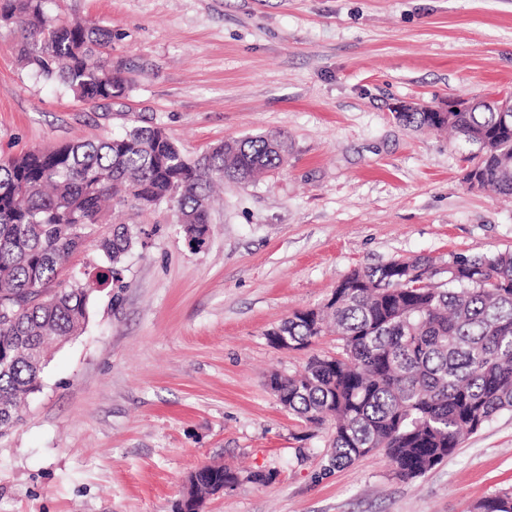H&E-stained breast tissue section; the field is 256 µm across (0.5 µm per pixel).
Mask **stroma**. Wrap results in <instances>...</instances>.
Here are the masks:
<instances>
[{
  "label": "stroma",
  "mask_w": 512,
  "mask_h": 512,
  "mask_svg": "<svg viewBox=\"0 0 512 512\" xmlns=\"http://www.w3.org/2000/svg\"><path fill=\"white\" fill-rule=\"evenodd\" d=\"M112 29L134 65L127 98L75 99L22 66L0 25V153L157 126L196 158L278 131L284 166L225 184L202 246L172 206L116 211L138 237L82 331L52 345L39 392L0 436V512H172L189 474L269 475L204 512H471L512 489V412L424 476L384 456L326 469L325 430L266 384L333 355L335 335L285 352L267 336L322 307L353 269L418 255L512 251V199L470 189L447 132L397 123L398 102L512 93V0H46Z\"/></svg>",
  "instance_id": "1"
}]
</instances>
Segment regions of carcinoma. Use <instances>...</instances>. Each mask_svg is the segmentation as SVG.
<instances>
[{
  "instance_id": "1",
  "label": "carcinoma",
  "mask_w": 512,
  "mask_h": 512,
  "mask_svg": "<svg viewBox=\"0 0 512 512\" xmlns=\"http://www.w3.org/2000/svg\"><path fill=\"white\" fill-rule=\"evenodd\" d=\"M44 0H0V22L21 33L20 56L43 80L87 102L121 98L133 79L112 65V29L57 22ZM417 129H451L483 187L512 196V113L482 102L448 112H399ZM281 132L228 141L188 158L160 127L34 149L0 161V434L21 419L20 406L39 390L44 347L74 335L88 318L91 294L106 281L72 278L60 287L65 261L90 247L117 267L134 244L133 227L106 222L114 200L132 209L173 203L183 233L204 238L218 182L248 185L284 161ZM442 279L427 256L354 269L321 308L298 310L268 332L302 349L334 330L341 350L314 355L295 375L274 373L267 385L289 413L328 426V468L373 452L399 480L423 476L462 440L512 411V252L452 260ZM422 282L412 288L406 279ZM273 474L204 466L191 475L200 498L218 485L266 482ZM472 512H512V491L496 492Z\"/></svg>"
}]
</instances>
